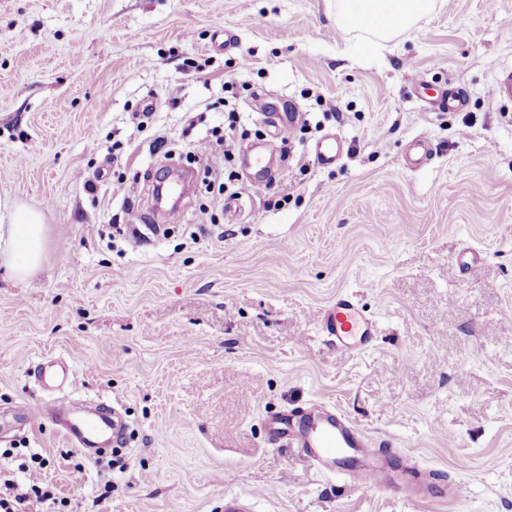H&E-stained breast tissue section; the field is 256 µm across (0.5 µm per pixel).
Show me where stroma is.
<instances>
[{"instance_id":"stroma-1","label":"stroma","mask_w":512,"mask_h":512,"mask_svg":"<svg viewBox=\"0 0 512 512\" xmlns=\"http://www.w3.org/2000/svg\"><path fill=\"white\" fill-rule=\"evenodd\" d=\"M511 67L512 0H438L370 43L336 0H0V202L45 235L26 278L0 255L15 480L36 453L62 512H224L228 493L256 512H427L269 443V416L318 402L454 483L438 512H512V102L489 94ZM451 88L455 112L433 103ZM295 110L251 185L244 151ZM333 134L344 155L320 165ZM160 135L184 158L236 145L223 178L192 163L194 196L165 215ZM419 140L430 157L408 166ZM120 177L141 188L135 232ZM342 293L374 322L359 353L321 330ZM45 359L75 387L41 388ZM69 396L121 406L123 447L86 455L22 421Z\"/></svg>"}]
</instances>
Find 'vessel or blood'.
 <instances>
[{"label":"vessel or blood","mask_w":512,"mask_h":512,"mask_svg":"<svg viewBox=\"0 0 512 512\" xmlns=\"http://www.w3.org/2000/svg\"><path fill=\"white\" fill-rule=\"evenodd\" d=\"M344 151L342 141L328 136L318 143L316 159L321 165H333ZM322 329L336 348L347 352L366 348L374 336L372 321L344 294L326 306ZM34 375L47 390L74 382V371L64 360L42 362ZM25 416L50 418L59 424L63 437L82 452L99 442L118 443L124 431L110 412L90 411L71 398L62 400L57 410L34 403ZM266 430L273 443L296 449L313 468L342 473L351 484L390 489L416 503L434 498L433 472L420 469L410 456L400 457L394 449L378 447L373 436L335 407L315 404L303 412L285 411L268 418Z\"/></svg>","instance_id":"b4317fda"}]
</instances>
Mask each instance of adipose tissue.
<instances>
[{"label": "adipose tissue", "mask_w": 512, "mask_h": 512, "mask_svg": "<svg viewBox=\"0 0 512 512\" xmlns=\"http://www.w3.org/2000/svg\"><path fill=\"white\" fill-rule=\"evenodd\" d=\"M435 0H336V22L352 28L353 17H361V29L387 38L433 11ZM8 221L0 225V241L6 247L7 262L20 278L28 276L44 254L41 216L21 205L8 207Z\"/></svg>", "instance_id": "obj_1"}]
</instances>
